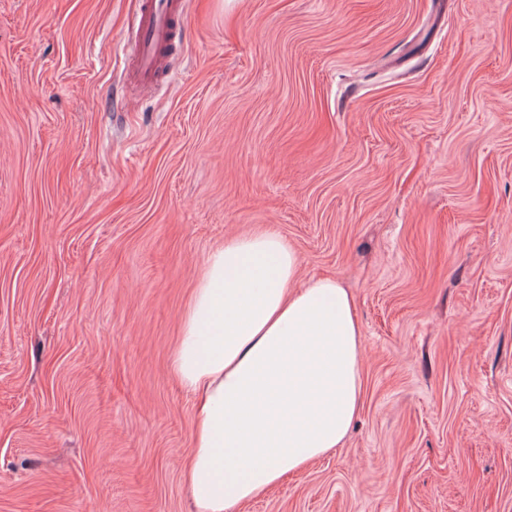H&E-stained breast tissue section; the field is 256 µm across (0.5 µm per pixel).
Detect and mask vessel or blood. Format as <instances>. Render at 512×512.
Wrapping results in <instances>:
<instances>
[{
  "label": "vessel or blood",
  "mask_w": 512,
  "mask_h": 512,
  "mask_svg": "<svg viewBox=\"0 0 512 512\" xmlns=\"http://www.w3.org/2000/svg\"><path fill=\"white\" fill-rule=\"evenodd\" d=\"M181 0H142L133 24V51L126 65L130 86L152 90L167 75L166 51L176 37Z\"/></svg>",
  "instance_id": "vessel-or-blood-1"
}]
</instances>
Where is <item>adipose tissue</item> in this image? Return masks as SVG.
Wrapping results in <instances>:
<instances>
[{"mask_svg":"<svg viewBox=\"0 0 512 512\" xmlns=\"http://www.w3.org/2000/svg\"><path fill=\"white\" fill-rule=\"evenodd\" d=\"M275 230L207 256L171 371L195 401L184 464L194 512L236 508L339 448L359 409L361 328L336 280L300 282Z\"/></svg>","mask_w":512,"mask_h":512,"instance_id":"ef3b65f1","label":"adipose tissue"}]
</instances>
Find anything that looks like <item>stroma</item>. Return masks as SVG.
<instances>
[{
    "instance_id": "35a3bbf8",
    "label": "stroma",
    "mask_w": 512,
    "mask_h": 512,
    "mask_svg": "<svg viewBox=\"0 0 512 512\" xmlns=\"http://www.w3.org/2000/svg\"><path fill=\"white\" fill-rule=\"evenodd\" d=\"M0 0V512H189L169 370L224 240L352 294L342 445L238 512H512V0ZM133 24V51L125 66L129 85L154 90L168 77L166 50L176 37L181 0H142Z\"/></svg>"
}]
</instances>
